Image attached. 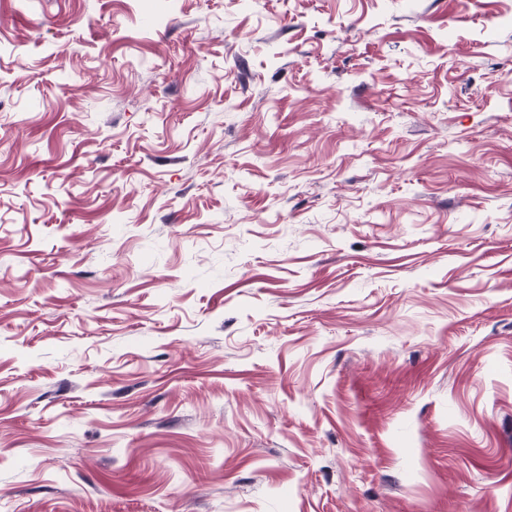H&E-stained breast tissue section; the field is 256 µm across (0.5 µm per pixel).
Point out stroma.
Masks as SVG:
<instances>
[{
  "label": "stroma",
  "instance_id": "1",
  "mask_svg": "<svg viewBox=\"0 0 512 512\" xmlns=\"http://www.w3.org/2000/svg\"><path fill=\"white\" fill-rule=\"evenodd\" d=\"M0 512H512V0H0Z\"/></svg>",
  "mask_w": 512,
  "mask_h": 512
}]
</instances>
